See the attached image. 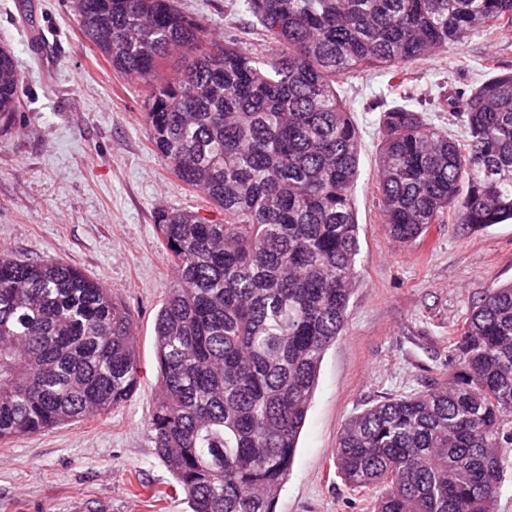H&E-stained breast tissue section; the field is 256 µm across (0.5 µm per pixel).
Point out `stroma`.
Wrapping results in <instances>:
<instances>
[{"label": "stroma", "mask_w": 512, "mask_h": 512, "mask_svg": "<svg viewBox=\"0 0 512 512\" xmlns=\"http://www.w3.org/2000/svg\"><path fill=\"white\" fill-rule=\"evenodd\" d=\"M214 36L259 50L246 0H180ZM0 38L21 80L13 127L0 128V250L51 259L109 288L133 320L139 382L111 412L0 443V512H190L147 430L157 394L156 314L176 283L158 210L216 217L155 152L149 89L117 76L85 38L72 0H0ZM495 57L512 70V33L479 32L414 70V83L470 91ZM359 128L354 191L358 277L343 336L326 351L293 468L275 512H372L344 485L333 453L345 422L405 394L448 358V339L491 288L512 281V224L469 233L455 221L424 241L393 240L379 215L380 120L388 78L370 70L337 85Z\"/></svg>", "instance_id": "35a3bbf8"}]
</instances>
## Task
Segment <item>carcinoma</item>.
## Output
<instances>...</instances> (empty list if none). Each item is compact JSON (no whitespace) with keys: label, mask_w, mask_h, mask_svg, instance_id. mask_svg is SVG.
I'll return each mask as SVG.
<instances>
[{"label":"carcinoma","mask_w":512,"mask_h":512,"mask_svg":"<svg viewBox=\"0 0 512 512\" xmlns=\"http://www.w3.org/2000/svg\"><path fill=\"white\" fill-rule=\"evenodd\" d=\"M85 37L151 88L144 120L171 172L224 215H155L177 272L155 319L148 431L192 512H274L327 349L357 278L361 137L336 85L379 68L380 220L424 238L512 221V72L448 93L464 132L432 124L410 65L475 31H512V0H247L270 48L221 44L179 0H73ZM185 68L160 81L163 60ZM19 79L0 45V123ZM448 379L352 416L335 463L375 512H490L512 457V283L490 289L448 347ZM138 382L129 314L52 260L0 251V443L109 413Z\"/></svg>","instance_id":"carcinoma-1"}]
</instances>
